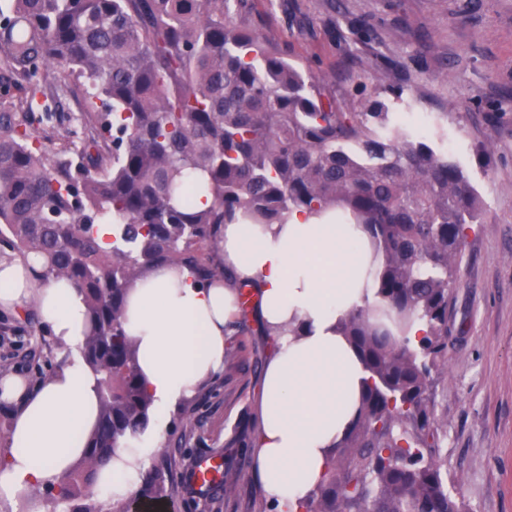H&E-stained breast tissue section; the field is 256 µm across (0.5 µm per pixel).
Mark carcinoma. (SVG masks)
Returning <instances> with one entry per match:
<instances>
[{
    "instance_id": "carcinoma-1",
    "label": "carcinoma",
    "mask_w": 512,
    "mask_h": 512,
    "mask_svg": "<svg viewBox=\"0 0 512 512\" xmlns=\"http://www.w3.org/2000/svg\"><path fill=\"white\" fill-rule=\"evenodd\" d=\"M252 0H0V242L84 296L83 356L102 391L88 455L57 494L92 496L94 470L150 424L127 292L159 264L247 285L199 256L226 224L336 212L383 255L372 311L342 316L367 385L301 512H465L448 482L433 380L472 224L469 174L380 100L341 112L320 81L244 24ZM82 94L66 139L53 116ZM204 202H198L199 198ZM112 224L99 244L96 225ZM423 325L411 341L412 324ZM148 504L168 498L143 477Z\"/></svg>"
}]
</instances>
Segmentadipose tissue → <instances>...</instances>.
<instances>
[{
    "mask_svg": "<svg viewBox=\"0 0 512 512\" xmlns=\"http://www.w3.org/2000/svg\"><path fill=\"white\" fill-rule=\"evenodd\" d=\"M361 242L353 253L352 242ZM219 259L256 287L267 327L303 324L282 335L262 381L254 475L279 512L304 500L324 478L333 447L357 413L367 374L336 331L340 317L375 305L373 280L383 261L358 224H328L293 213L283 224H228ZM29 255L0 259V308L35 312L58 343V365L41 384L0 380V401L15 414L0 453V506L43 512L33 492L57 486L85 456L100 408L97 377L82 356L88 329L83 295L69 281L42 279ZM240 313L235 289L199 282L187 268L159 265L130 289L125 329L137 348L153 433L200 385L224 369L225 329ZM154 445L138 439L114 448L95 487L120 512L139 494Z\"/></svg>",
    "mask_w": 512,
    "mask_h": 512,
    "instance_id": "ef3b65f1",
    "label": "adipose tissue"
}]
</instances>
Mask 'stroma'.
<instances>
[{
    "mask_svg": "<svg viewBox=\"0 0 512 512\" xmlns=\"http://www.w3.org/2000/svg\"><path fill=\"white\" fill-rule=\"evenodd\" d=\"M246 22L318 76L340 111L378 99L396 125L439 137L485 205L466 239L452 293L448 363L435 414L465 512H512V0H253ZM228 337L223 373L173 413L180 446L159 448L174 512H267L253 476L261 382L271 357L264 325ZM56 345L35 314L0 311V362L28 386L55 365ZM240 475L235 491L199 489V457Z\"/></svg>",
    "mask_w": 512,
    "mask_h": 512,
    "instance_id": "35a3bbf8",
    "label": "stroma"
}]
</instances>
